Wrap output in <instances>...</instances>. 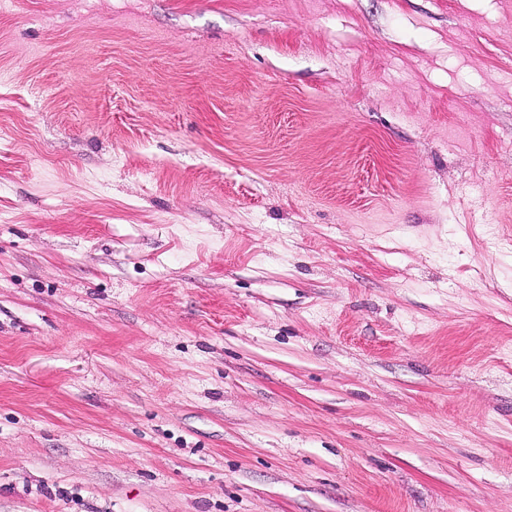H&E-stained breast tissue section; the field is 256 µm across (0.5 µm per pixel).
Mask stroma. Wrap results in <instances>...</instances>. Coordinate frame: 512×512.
Masks as SVG:
<instances>
[{"label": "stroma", "mask_w": 512, "mask_h": 512, "mask_svg": "<svg viewBox=\"0 0 512 512\" xmlns=\"http://www.w3.org/2000/svg\"><path fill=\"white\" fill-rule=\"evenodd\" d=\"M0 512H512V0L0 9Z\"/></svg>", "instance_id": "35a3bbf8"}]
</instances>
